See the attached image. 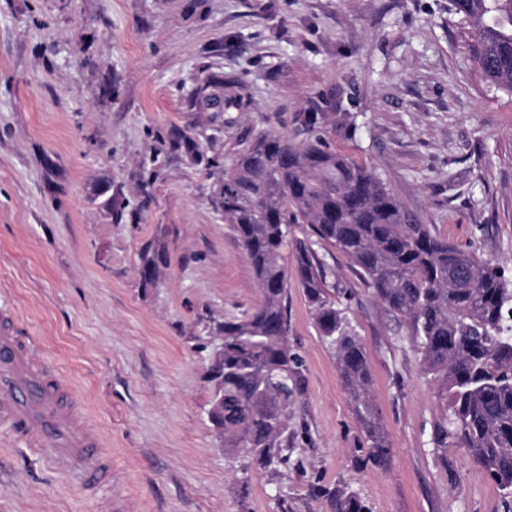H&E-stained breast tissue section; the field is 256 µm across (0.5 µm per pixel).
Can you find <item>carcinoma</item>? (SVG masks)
<instances>
[{"instance_id":"cac0c4a2","label":"carcinoma","mask_w":512,"mask_h":512,"mask_svg":"<svg viewBox=\"0 0 512 512\" xmlns=\"http://www.w3.org/2000/svg\"><path fill=\"white\" fill-rule=\"evenodd\" d=\"M472 30L471 49L488 84L512 94V0H450ZM224 92L207 79L196 101ZM301 144L267 132L235 153L215 204L233 226L258 282L261 301L244 319L216 323L224 368L208 376L224 396L211 415L224 452L245 451L271 473L288 461L293 406L303 393V360L288 343V279L303 289L322 341L334 350L342 385L365 429L370 455L383 460L371 369L361 337L336 300L333 273L316 246L326 245L360 269L373 294L407 327L422 371L444 404L440 448L466 449L502 490L512 494V281L474 253L414 223L372 170L327 145L313 112L299 117ZM309 224L315 238L291 235ZM293 267L285 265V253ZM332 512H369L343 492Z\"/></svg>"}]
</instances>
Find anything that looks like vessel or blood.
<instances>
[{
	"label": "vessel or blood",
	"instance_id": "b4317fda",
	"mask_svg": "<svg viewBox=\"0 0 512 512\" xmlns=\"http://www.w3.org/2000/svg\"><path fill=\"white\" fill-rule=\"evenodd\" d=\"M0 433L35 449L86 494L112 479L111 462L71 387L37 353V341L0 306Z\"/></svg>",
	"mask_w": 512,
	"mask_h": 512
}]
</instances>
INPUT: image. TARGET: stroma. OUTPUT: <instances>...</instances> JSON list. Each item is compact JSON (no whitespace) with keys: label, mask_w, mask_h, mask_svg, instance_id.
<instances>
[{"label":"stroma","mask_w":512,"mask_h":512,"mask_svg":"<svg viewBox=\"0 0 512 512\" xmlns=\"http://www.w3.org/2000/svg\"><path fill=\"white\" fill-rule=\"evenodd\" d=\"M448 0H0V305L39 337L112 461L85 496L0 438V512H512L464 449L407 331L358 269L317 252L365 346L392 451L368 454L307 300L288 286L304 361L278 474L225 455L208 419L214 322L261 299L213 195L239 144L329 146L372 169L432 233L512 278V94L489 86ZM224 81L231 106L195 93Z\"/></svg>","instance_id":"stroma-1"}]
</instances>
